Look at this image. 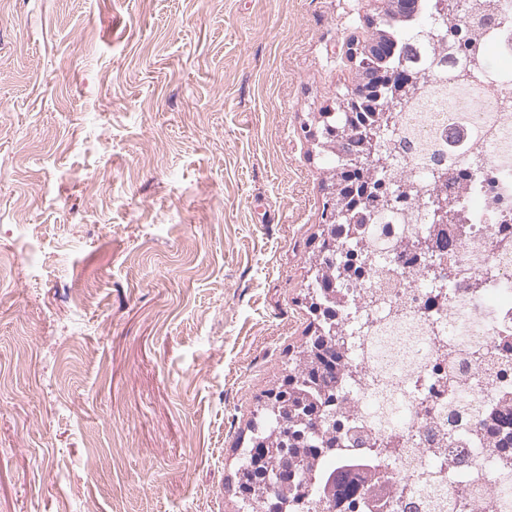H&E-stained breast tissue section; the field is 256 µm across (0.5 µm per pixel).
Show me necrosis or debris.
Instances as JSON below:
<instances>
[{
  "label": "necrosis or debris",
  "mask_w": 512,
  "mask_h": 512,
  "mask_svg": "<svg viewBox=\"0 0 512 512\" xmlns=\"http://www.w3.org/2000/svg\"><path fill=\"white\" fill-rule=\"evenodd\" d=\"M434 0H421L403 25L409 69L433 95L426 112L402 119L421 143H442L456 175L457 223L447 225L452 269L442 279L414 254V237L432 233L423 205L397 198L358 244L381 243L371 270L350 280L342 310L346 369L337 403L351 412L343 435L375 434L365 464L384 488L362 512H438L443 501L512 512V437L500 411L512 409V0H493L489 20L464 18L441 41Z\"/></svg>",
  "instance_id": "4bbe7bcc"
}]
</instances>
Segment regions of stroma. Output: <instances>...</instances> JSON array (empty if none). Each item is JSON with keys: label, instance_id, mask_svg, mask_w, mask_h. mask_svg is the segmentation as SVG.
I'll return each mask as SVG.
<instances>
[{"label": "stroma", "instance_id": "obj_1", "mask_svg": "<svg viewBox=\"0 0 512 512\" xmlns=\"http://www.w3.org/2000/svg\"><path fill=\"white\" fill-rule=\"evenodd\" d=\"M387 0H0V512H239Z\"/></svg>", "mask_w": 512, "mask_h": 512}]
</instances>
